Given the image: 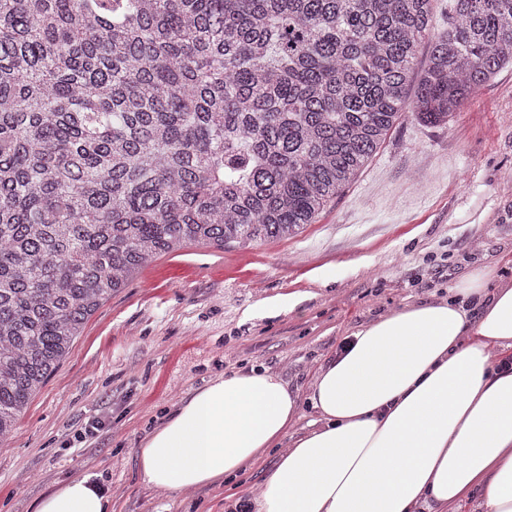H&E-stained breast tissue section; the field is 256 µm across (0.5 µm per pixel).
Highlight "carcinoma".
I'll list each match as a JSON object with an SVG mask.
<instances>
[{"instance_id": "obj_1", "label": "carcinoma", "mask_w": 512, "mask_h": 512, "mask_svg": "<svg viewBox=\"0 0 512 512\" xmlns=\"http://www.w3.org/2000/svg\"><path fill=\"white\" fill-rule=\"evenodd\" d=\"M0 0V442L156 257L316 221L512 66V0ZM428 48L418 63V48Z\"/></svg>"}]
</instances>
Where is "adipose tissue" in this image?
<instances>
[{"instance_id":"adipose-tissue-1","label":"adipose tissue","mask_w":512,"mask_h":512,"mask_svg":"<svg viewBox=\"0 0 512 512\" xmlns=\"http://www.w3.org/2000/svg\"><path fill=\"white\" fill-rule=\"evenodd\" d=\"M512 279L471 270L452 296L394 310L352 333L306 397L268 369L216 377L142 442V482L187 492L278 463L253 512H512ZM318 419L293 432L302 402ZM37 512H112L95 475L58 485Z\"/></svg>"}]
</instances>
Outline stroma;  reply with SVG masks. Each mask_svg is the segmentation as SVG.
Here are the masks:
<instances>
[{
    "mask_svg": "<svg viewBox=\"0 0 512 512\" xmlns=\"http://www.w3.org/2000/svg\"><path fill=\"white\" fill-rule=\"evenodd\" d=\"M512 68L448 123L406 119L357 180L297 235L163 255L91 318L0 444V512L95 474L112 512H221L261 488L275 452L230 484L145 486L136 451L194 389L253 365L306 394L352 332L435 300L479 266H512ZM101 422L94 438L73 433Z\"/></svg>",
    "mask_w": 512,
    "mask_h": 512,
    "instance_id": "1",
    "label": "stroma"
}]
</instances>
